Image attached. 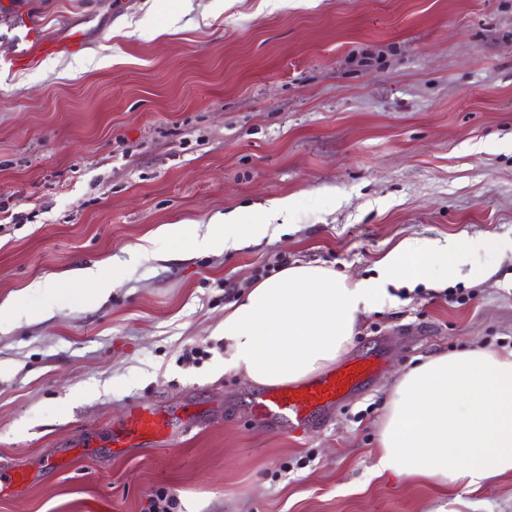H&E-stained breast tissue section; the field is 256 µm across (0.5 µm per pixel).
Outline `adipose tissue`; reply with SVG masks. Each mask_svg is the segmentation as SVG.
Returning <instances> with one entry per match:
<instances>
[{"label":"adipose tissue","instance_id":"obj_1","mask_svg":"<svg viewBox=\"0 0 512 512\" xmlns=\"http://www.w3.org/2000/svg\"><path fill=\"white\" fill-rule=\"evenodd\" d=\"M289 207L283 199L255 207L243 223L211 222L193 246L226 252L277 238ZM465 251L454 241L404 240L381 259L377 276L357 280L319 265L283 268L231 304L218 328L224 366L262 386L320 372L347 351L360 315L393 304L390 283L427 279L435 256L452 273ZM68 284L88 305L112 291L102 264L72 272ZM375 469L472 491L511 473L512 352L439 354L399 375L379 427Z\"/></svg>","mask_w":512,"mask_h":512}]
</instances>
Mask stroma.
<instances>
[{
    "label": "stroma",
    "mask_w": 512,
    "mask_h": 512,
    "mask_svg": "<svg viewBox=\"0 0 512 512\" xmlns=\"http://www.w3.org/2000/svg\"><path fill=\"white\" fill-rule=\"evenodd\" d=\"M30 31L83 43L36 58ZM281 199L286 234L192 250L214 215ZM447 238L498 247L461 262L454 301L390 286L347 351L381 356L366 388L297 433L259 423L216 334L239 294L284 260L367 278L400 241ZM96 263L99 307L29 289ZM5 302L0 460L35 479L0 512H142L160 489L175 512H512V473L448 493L374 469L401 372L512 341V0H0ZM134 403L195 424L115 455Z\"/></svg>",
    "instance_id": "stroma-1"
}]
</instances>
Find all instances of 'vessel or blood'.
I'll list each match as a JSON object with an SVG mask.
<instances>
[{
  "mask_svg": "<svg viewBox=\"0 0 512 512\" xmlns=\"http://www.w3.org/2000/svg\"><path fill=\"white\" fill-rule=\"evenodd\" d=\"M379 368L371 357L352 358L309 382L268 389L255 404L256 414L267 422L277 423L291 432L310 422L316 413L334 407L361 387ZM175 426L163 413L142 405L129 409L125 419L112 430L111 443L123 454L159 440L171 438ZM30 481L27 470L0 464V492L19 491Z\"/></svg>",
  "mask_w": 512,
  "mask_h": 512,
  "instance_id": "obj_1",
  "label": "vessel or blood"
}]
</instances>
